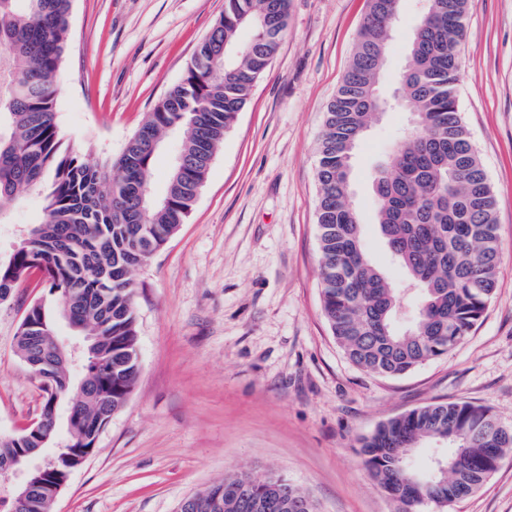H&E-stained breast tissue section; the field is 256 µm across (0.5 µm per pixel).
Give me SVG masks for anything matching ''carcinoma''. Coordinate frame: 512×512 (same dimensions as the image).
<instances>
[{"instance_id": "cac0c4a2", "label": "carcinoma", "mask_w": 512, "mask_h": 512, "mask_svg": "<svg viewBox=\"0 0 512 512\" xmlns=\"http://www.w3.org/2000/svg\"><path fill=\"white\" fill-rule=\"evenodd\" d=\"M72 0H0V224L28 195L42 197L39 224L0 259V303L39 269L51 303L37 300L16 334V353L36 372L51 366L69 403L67 428L0 436V470L30 462L24 449L56 439L75 457L96 452L107 419L125 405L140 372L134 271L179 230L224 135L269 67L287 25L288 0H224V15L199 43L182 82L155 105L114 159L63 146L56 122L57 76L65 62ZM399 0H370L350 65L329 103L317 146V225L322 312L336 344L356 367L403 376L448 355L482 319L497 283L503 248L495 201L459 108V45L468 0H428L402 74L410 128L373 175L380 231L417 291L413 321L397 323L400 289L370 260L351 200L353 152L379 111L381 77ZM252 30L246 42L243 28ZM168 137L179 141L164 192L150 176ZM63 318L93 337L81 376L59 349ZM433 445L424 466L415 452ZM512 452V426L481 405L424 406L362 438L364 465L402 512H430L475 493ZM48 485L35 482L9 512H46ZM180 512H317L284 475L233 474L194 494Z\"/></svg>"}]
</instances>
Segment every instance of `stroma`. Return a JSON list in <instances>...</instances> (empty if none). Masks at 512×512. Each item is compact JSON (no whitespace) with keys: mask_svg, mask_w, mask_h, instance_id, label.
Masks as SVG:
<instances>
[{"mask_svg":"<svg viewBox=\"0 0 512 512\" xmlns=\"http://www.w3.org/2000/svg\"><path fill=\"white\" fill-rule=\"evenodd\" d=\"M421 0H400L383 71L400 86ZM369 0H289L278 53L214 156L178 232L134 273L141 370L125 406L75 470L55 512H176L185 497L249 471L286 475L318 512H397L370 477L362 437L436 403L489 407L512 424V0H468L457 96L496 201L504 259L473 333L400 377L352 365L321 310L316 146L352 58ZM224 0H72V44L55 104L66 145L118 156L182 81ZM404 105L379 114L354 159L353 201L369 258L414 292L388 252L372 175L408 128ZM28 196L0 224V257L38 224ZM41 289L27 280L0 305V435L38 417L43 393L15 334ZM442 512H512V456Z\"/></svg>","mask_w":512,"mask_h":512,"instance_id":"35a3bbf8","label":"stroma"}]
</instances>
